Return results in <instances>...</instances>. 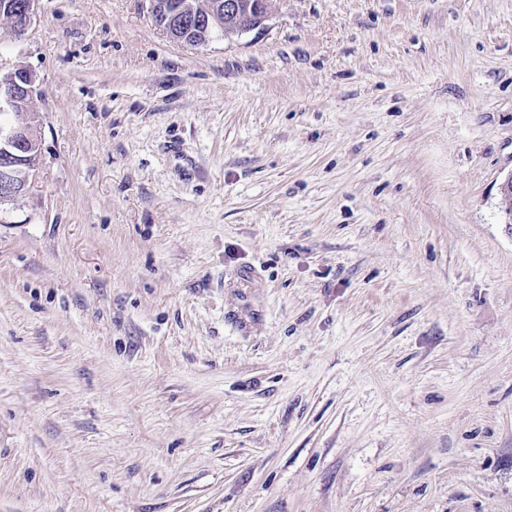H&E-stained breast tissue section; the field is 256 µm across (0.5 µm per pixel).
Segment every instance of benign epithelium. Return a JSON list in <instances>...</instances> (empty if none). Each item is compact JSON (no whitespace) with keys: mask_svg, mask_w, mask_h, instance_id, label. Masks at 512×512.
<instances>
[{"mask_svg":"<svg viewBox=\"0 0 512 512\" xmlns=\"http://www.w3.org/2000/svg\"><path fill=\"white\" fill-rule=\"evenodd\" d=\"M39 0H24L19 10L6 14L15 35L22 37L33 23ZM155 25L166 34L176 29L202 31L208 38H226L260 27L268 18V0H183L174 11L167 0H149ZM37 78L26 68H16L0 78V108L27 113L37 94ZM37 125L18 121L0 126V213L22 196L41 165Z\"/></svg>","mask_w":512,"mask_h":512,"instance_id":"7a95c632","label":"benign epithelium"}]
</instances>
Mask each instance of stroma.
<instances>
[{"mask_svg":"<svg viewBox=\"0 0 512 512\" xmlns=\"http://www.w3.org/2000/svg\"><path fill=\"white\" fill-rule=\"evenodd\" d=\"M268 15L0 18V512H512V0ZM167 1L149 0L153 22L170 38L175 29L206 33L203 42H183L192 46L208 43L216 33L224 38L241 35L262 26L268 18V0H170L172 10L178 6L175 11L168 10ZM37 78L26 68H17L1 76L0 80V108L17 111L16 117L27 113L30 104L37 94ZM40 143L37 125L29 121H18L9 126L1 124L0 218L6 211L5 206L22 196L38 173L42 159Z\"/></svg>","mask_w":512,"mask_h":512,"instance_id":"35a3bbf8","label":"stroma"}]
</instances>
